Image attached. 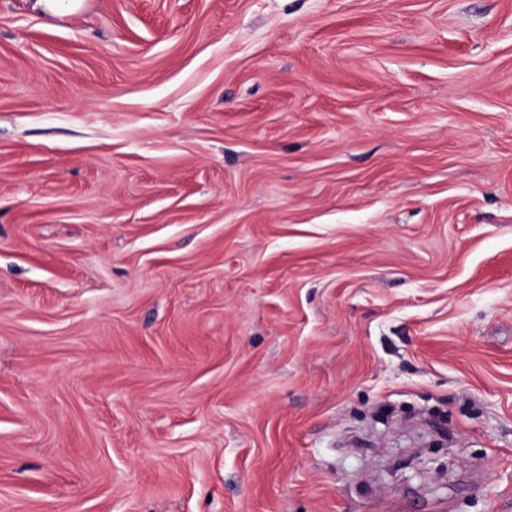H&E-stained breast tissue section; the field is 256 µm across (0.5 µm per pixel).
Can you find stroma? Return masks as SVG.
I'll use <instances>...</instances> for the list:
<instances>
[{
  "mask_svg": "<svg viewBox=\"0 0 512 512\" xmlns=\"http://www.w3.org/2000/svg\"><path fill=\"white\" fill-rule=\"evenodd\" d=\"M0 512H512V0H0Z\"/></svg>",
  "mask_w": 512,
  "mask_h": 512,
  "instance_id": "stroma-1",
  "label": "stroma"
}]
</instances>
